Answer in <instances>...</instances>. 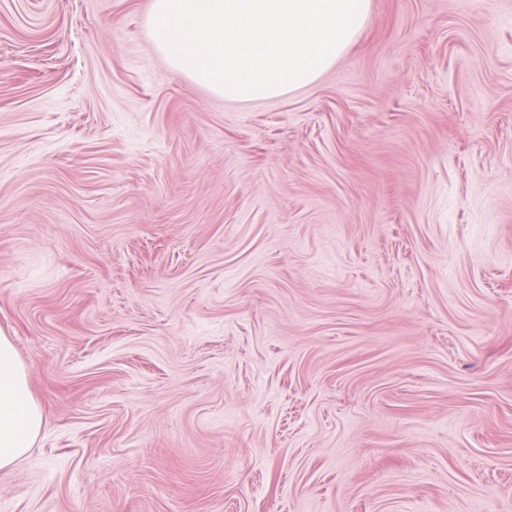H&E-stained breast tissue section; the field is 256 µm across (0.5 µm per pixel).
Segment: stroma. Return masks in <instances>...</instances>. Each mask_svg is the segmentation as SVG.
<instances>
[{
	"label": "stroma",
	"instance_id": "35a3bbf8",
	"mask_svg": "<svg viewBox=\"0 0 512 512\" xmlns=\"http://www.w3.org/2000/svg\"><path fill=\"white\" fill-rule=\"evenodd\" d=\"M151 0H0V512H512V0H371L224 100ZM43 421V407L33 396L26 368L13 342L1 334L0 469L15 465L29 453Z\"/></svg>",
	"mask_w": 512,
	"mask_h": 512
}]
</instances>
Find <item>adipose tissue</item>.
I'll use <instances>...</instances> for the list:
<instances>
[{
  "label": "adipose tissue",
  "instance_id": "adipose-tissue-1",
  "mask_svg": "<svg viewBox=\"0 0 512 512\" xmlns=\"http://www.w3.org/2000/svg\"><path fill=\"white\" fill-rule=\"evenodd\" d=\"M25 366L13 342L0 336V469L15 465L33 448L43 426Z\"/></svg>",
  "mask_w": 512,
  "mask_h": 512
}]
</instances>
